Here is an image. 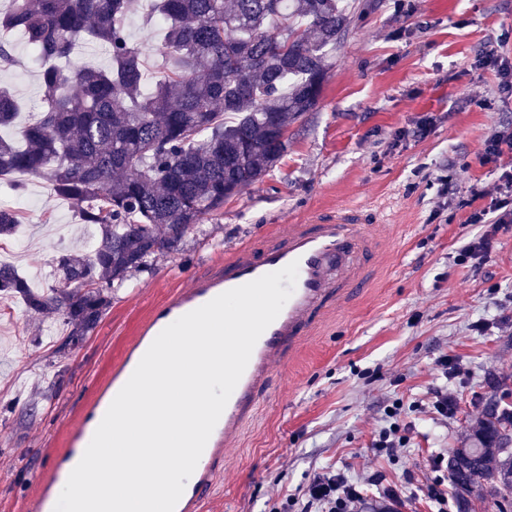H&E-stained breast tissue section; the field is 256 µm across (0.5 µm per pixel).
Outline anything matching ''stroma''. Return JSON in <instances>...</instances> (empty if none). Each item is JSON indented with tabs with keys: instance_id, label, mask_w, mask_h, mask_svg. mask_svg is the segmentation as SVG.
<instances>
[{
	"instance_id": "stroma-1",
	"label": "stroma",
	"mask_w": 512,
	"mask_h": 512,
	"mask_svg": "<svg viewBox=\"0 0 512 512\" xmlns=\"http://www.w3.org/2000/svg\"><path fill=\"white\" fill-rule=\"evenodd\" d=\"M354 20L336 48L317 107L288 128V148L263 179L206 216L183 248L112 294L82 347L59 351L66 327L13 301L0 320V512H28L33 471L49 472L155 306L223 263L230 249L317 212L359 207L383 240V274L343 305L300 357L274 376L255 422L224 451L202 512H302L303 491L326 470L375 476L367 501L400 490V512H431L424 495L433 457L458 447L512 379V231L499 233L482 272L455 264L480 232L445 185L460 193L498 177L478 154L494 130L512 129V96L475 62L488 42L512 59V0H353ZM18 66L0 71L29 119L40 106L38 69L22 39ZM0 206L20 211L9 245L31 283L45 287L52 259L84 246L78 209L28 179L24 196L0 184ZM490 327L473 333L472 322ZM455 358L449 382L457 413L442 422L428 406L434 364ZM407 405L411 447L393 459L374 448L383 409ZM419 410H412V403Z\"/></svg>"
}]
</instances>
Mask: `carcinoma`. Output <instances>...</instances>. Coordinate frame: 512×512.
Masks as SVG:
<instances>
[{
    "mask_svg": "<svg viewBox=\"0 0 512 512\" xmlns=\"http://www.w3.org/2000/svg\"><path fill=\"white\" fill-rule=\"evenodd\" d=\"M0 11V68L17 64L8 34L34 53L43 110L16 142L0 135V184L21 193L15 174L45 180L96 233L84 250L51 263V284L33 290L0 262V299L61 319L72 351L97 327L112 291L180 250L204 217L258 183L286 152L288 126L319 102L336 45L349 30L350 0H9ZM140 11L162 21L155 50L162 75L145 90V58L126 29ZM93 43L110 57L80 60ZM20 100L0 87V130ZM18 210L0 207V238L15 234ZM495 408L482 412L467 440L448 452L456 512L470 498L499 494L512 512V385L503 379Z\"/></svg>",
    "mask_w": 512,
    "mask_h": 512,
    "instance_id": "carcinoma-1",
    "label": "carcinoma"
}]
</instances>
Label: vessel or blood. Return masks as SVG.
Listing matches in <instances>:
<instances>
[{
    "label": "vessel or blood",
    "instance_id": "obj_1",
    "mask_svg": "<svg viewBox=\"0 0 512 512\" xmlns=\"http://www.w3.org/2000/svg\"><path fill=\"white\" fill-rule=\"evenodd\" d=\"M358 209L340 208L317 214L304 224H291L232 248L211 273L196 278L157 305L147 330L136 346L143 357L160 332L182 315L208 303L219 294L263 275L297 263L294 292L278 317L258 339L249 363L217 422L202 456L187 481L175 512H198L203 488L220 473L217 454L233 446L255 415L277 367L293 359L299 341L313 335L328 314L344 303L353 288L368 283L375 271L365 260L379 255L383 243L368 234ZM76 448L56 459L49 476L37 477L32 512H54L66 484L65 470Z\"/></svg>",
    "mask_w": 512,
    "mask_h": 512
}]
</instances>
